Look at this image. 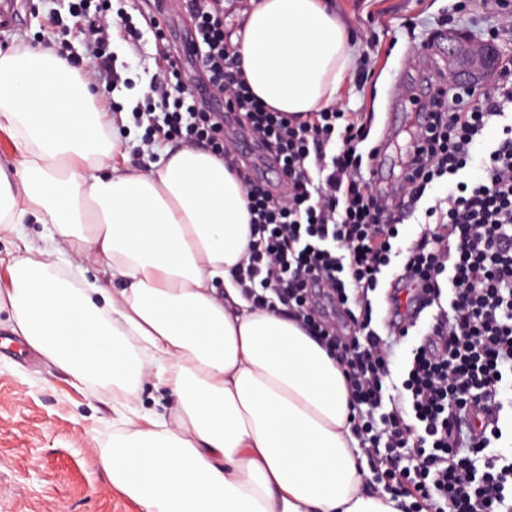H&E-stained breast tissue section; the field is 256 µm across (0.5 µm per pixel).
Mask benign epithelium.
Here are the masks:
<instances>
[{"label":"benign epithelium","mask_w":512,"mask_h":512,"mask_svg":"<svg viewBox=\"0 0 512 512\" xmlns=\"http://www.w3.org/2000/svg\"><path fill=\"white\" fill-rule=\"evenodd\" d=\"M448 73L463 77L479 89L499 75L505 66L501 50L492 40H477L463 33L448 32Z\"/></svg>","instance_id":"7a95c632"}]
</instances>
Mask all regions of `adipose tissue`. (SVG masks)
<instances>
[{
  "label": "adipose tissue",
  "instance_id": "adipose-tissue-1",
  "mask_svg": "<svg viewBox=\"0 0 512 512\" xmlns=\"http://www.w3.org/2000/svg\"><path fill=\"white\" fill-rule=\"evenodd\" d=\"M253 93L280 112L336 99L352 35L326 0H259L230 35ZM0 224L51 225L58 249L13 256L0 283L12 333L75 383L112 386L123 427L101 462L141 512H397L369 487L344 377L234 271L249 244L243 186L180 146L120 162L89 85L49 48L0 51ZM104 266L111 286L62 276ZM174 405L143 411L142 380Z\"/></svg>",
  "mask_w": 512,
  "mask_h": 512
}]
</instances>
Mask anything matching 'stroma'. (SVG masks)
<instances>
[{
    "label": "stroma",
    "instance_id": "stroma-1",
    "mask_svg": "<svg viewBox=\"0 0 512 512\" xmlns=\"http://www.w3.org/2000/svg\"><path fill=\"white\" fill-rule=\"evenodd\" d=\"M353 35L352 65L336 100L350 112L373 114L372 136H380L386 113L422 108L424 79L448 76L444 62L429 52L448 31L491 39L512 54V29L500 24L512 15V0H332ZM144 36L127 40L117 31L111 49L130 63L132 86L111 92L110 127L129 122L150 78L159 72L150 33L152 0H122ZM67 16L69 0H33L20 21L0 24V50L21 45L58 49L55 31L43 25L47 13ZM0 314V512H139L114 489L100 454L112 442L117 414L112 397L97 381L75 384L6 326Z\"/></svg>",
    "mask_w": 512,
    "mask_h": 512
}]
</instances>
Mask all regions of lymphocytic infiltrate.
Wrapping results in <instances>:
<instances>
[{
    "mask_svg": "<svg viewBox=\"0 0 512 512\" xmlns=\"http://www.w3.org/2000/svg\"><path fill=\"white\" fill-rule=\"evenodd\" d=\"M249 0H186L201 84L177 67L151 79L132 118L147 143L205 145L237 164L224 119L203 98L208 86L239 125L274 153L286 189L273 194L244 177L252 242L237 271L255 305L288 314L332 354L354 410L353 434L386 493L404 512H512V456L496 449L501 413L512 401V79L478 100L439 86L433 125L419 133L393 195H380L358 146L368 134L357 113L330 104L303 115L277 112L251 92L228 43L226 19ZM112 0H72L91 49L86 70L116 83L109 47ZM502 136L485 145V132ZM481 176L463 180L476 147ZM445 196L421 207L427 191ZM427 227L406 248L399 226ZM393 273L401 289L436 304L427 327L396 311L373 325V299ZM419 333L400 387L386 384L391 345Z\"/></svg>",
    "mask_w": 512,
    "mask_h": 512,
    "instance_id": "1",
    "label": "lymphocytic infiltrate"
}]
</instances>
